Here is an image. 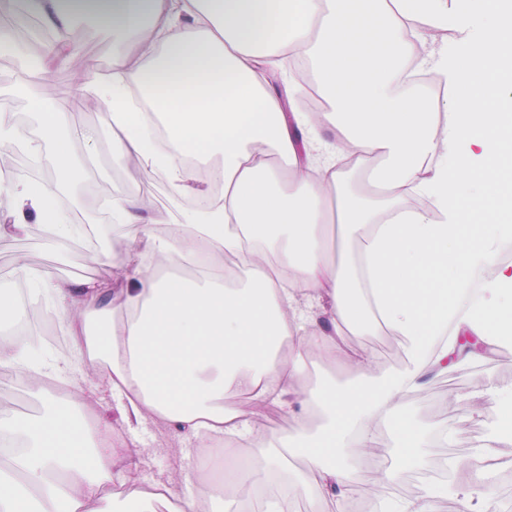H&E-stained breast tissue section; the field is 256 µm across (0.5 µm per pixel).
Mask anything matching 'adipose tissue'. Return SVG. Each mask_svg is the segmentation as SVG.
Here are the masks:
<instances>
[{
	"instance_id": "adipose-tissue-1",
	"label": "adipose tissue",
	"mask_w": 512,
	"mask_h": 512,
	"mask_svg": "<svg viewBox=\"0 0 512 512\" xmlns=\"http://www.w3.org/2000/svg\"><path fill=\"white\" fill-rule=\"evenodd\" d=\"M487 0H6L0 52L15 45V28L35 19L45 37L29 63L40 82L33 94L42 134L0 126V154L42 155L56 148L57 169L36 183L26 172L0 181L8 200L0 237L19 236L30 221L52 220L48 244L66 258L72 233L63 187L74 161L96 154L93 133L72 131L77 111L104 108L112 123L114 163L141 179L164 166L181 199L211 198L191 223L118 240L107 265L125 270L123 288L91 277L71 279L58 267L17 266L20 280L48 294L63 314L72 359L61 372L83 376L87 357L107 362L123 426L172 428L183 436L256 441L263 460L245 464L213 486L180 496L170 483L143 486L116 464L128 454L112 425L92 417L82 389L44 398L35 419L0 417V438L28 446L0 473V512H108L117 502L150 507L177 500V512H201L205 499L237 512L241 482L301 456L288 495L302 494L308 512H346L362 498L378 512L381 492L422 463L402 399L428 370H447L458 338L486 349L512 341V221L496 215L499 166L512 152V114L485 78L512 71V4L481 26ZM96 21L116 48L109 73L81 52L78 21ZM451 31L452 45L419 52L426 33ZM306 62L333 101L332 109L290 112L267 75L284 58ZM428 70L451 95L395 91L410 63ZM79 67L72 96L48 85L61 68ZM169 130L158 156L144 130ZM334 141L312 137L319 126ZM193 156L187 164L185 156ZM288 160L274 164V156ZM376 160V190L350 188L338 157ZM432 198L431 212L401 208L410 195ZM341 228L330 238L329 224ZM239 267V287L214 274L225 257ZM196 265V278L158 277V269ZM25 305L0 294V365L28 370L30 344L9 331ZM389 330L410 339L407 365L377 381L364 374L372 354L348 337ZM287 356H280V347ZM319 353L332 366L356 370L348 383L309 381L299 367ZM506 388L487 382L481 412L491 432L478 458L512 444L503 427L512 414ZM287 414L280 432L256 419L269 407ZM398 447L381 451L383 427ZM389 454L376 492L364 494L353 461Z\"/></svg>"
}]
</instances>
